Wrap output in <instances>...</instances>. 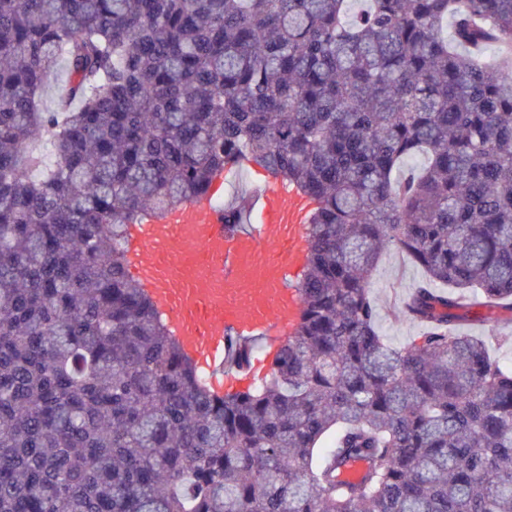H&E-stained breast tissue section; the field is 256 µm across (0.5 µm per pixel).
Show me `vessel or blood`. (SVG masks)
<instances>
[{"label":"vessel or blood","instance_id":"b4317fda","mask_svg":"<svg viewBox=\"0 0 512 512\" xmlns=\"http://www.w3.org/2000/svg\"><path fill=\"white\" fill-rule=\"evenodd\" d=\"M211 194L136 225L128 241L133 277L150 293L175 336L216 392L244 388L250 366L229 364L232 350L257 344L262 354L292 337L302 306L292 278L307 249L308 207L296 188L275 178L248 190L238 223Z\"/></svg>","mask_w":512,"mask_h":512}]
</instances>
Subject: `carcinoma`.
I'll list each match as a JSON object with an SVG mask.
<instances>
[{
	"label": "carcinoma",
	"instance_id": "carcinoma-1",
	"mask_svg": "<svg viewBox=\"0 0 512 512\" xmlns=\"http://www.w3.org/2000/svg\"><path fill=\"white\" fill-rule=\"evenodd\" d=\"M240 163L309 249L295 337L218 394L124 242ZM387 247L427 276L402 349ZM438 284L512 309V0H0V512H512V368ZM425 278L421 267L394 248L384 252L370 280L377 310L376 327L387 342L402 348L422 336L425 326L404 310L406 297Z\"/></svg>",
	"mask_w": 512,
	"mask_h": 512
}]
</instances>
